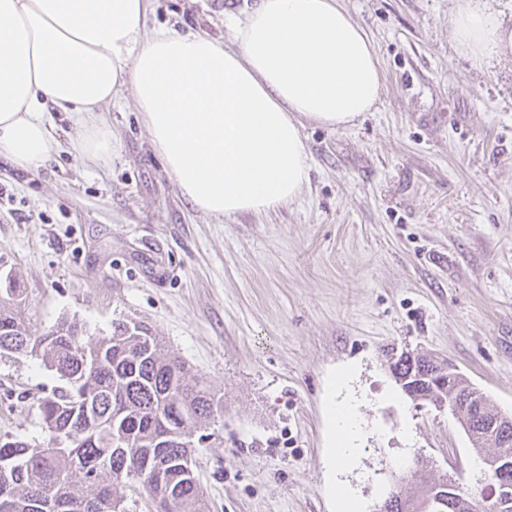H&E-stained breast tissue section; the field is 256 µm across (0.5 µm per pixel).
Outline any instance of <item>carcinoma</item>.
Here are the masks:
<instances>
[{
    "mask_svg": "<svg viewBox=\"0 0 512 512\" xmlns=\"http://www.w3.org/2000/svg\"><path fill=\"white\" fill-rule=\"evenodd\" d=\"M0 288V356L41 357L60 385L38 398L46 442L0 441V512H40L51 498L56 512H119L114 498L134 475L154 512H207L196 477L180 459L191 448H153L154 438L175 431L197 441L210 437L208 422L224 413L223 398L165 351L150 329L118 322L90 336L60 320L35 336L21 311L23 291L13 277ZM471 396L461 378L437 395Z\"/></svg>",
    "mask_w": 512,
    "mask_h": 512,
    "instance_id": "carcinoma-1",
    "label": "carcinoma"
}]
</instances>
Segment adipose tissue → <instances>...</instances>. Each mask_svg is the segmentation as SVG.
I'll use <instances>...</instances> for the list:
<instances>
[{"label": "adipose tissue", "mask_w": 512, "mask_h": 512, "mask_svg": "<svg viewBox=\"0 0 512 512\" xmlns=\"http://www.w3.org/2000/svg\"><path fill=\"white\" fill-rule=\"evenodd\" d=\"M151 0H0V159L35 174L62 143L69 113L78 158L111 162L103 113L129 91L151 144L195 208L216 218L263 214L308 179L302 120L345 127L379 102L384 76L340 0H259L235 49L195 32L149 27ZM453 40L482 65L512 57V28L482 0H457ZM339 376L330 397V463L362 452L360 402Z\"/></svg>", "instance_id": "adipose-tissue-1"}]
</instances>
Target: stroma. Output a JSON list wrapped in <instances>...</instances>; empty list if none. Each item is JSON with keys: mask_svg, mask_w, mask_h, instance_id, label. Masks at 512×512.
I'll return each instance as SVG.
<instances>
[{"mask_svg": "<svg viewBox=\"0 0 512 512\" xmlns=\"http://www.w3.org/2000/svg\"><path fill=\"white\" fill-rule=\"evenodd\" d=\"M385 89L347 128L304 121L309 180L265 214L194 208L126 97L108 166L0 162V274L33 334L140 321L222 396L193 469L209 512H337L326 464L331 381L351 369L364 451L341 482L379 512L412 459L487 488L457 419L407 397L392 355L446 359L512 413V61L478 66L449 34L455 0H340ZM256 0H154L151 25L235 48ZM37 356L0 358V438L42 443Z\"/></svg>", "mask_w": 512, "mask_h": 512, "instance_id": "35a3bbf8", "label": "stroma"}]
</instances>
